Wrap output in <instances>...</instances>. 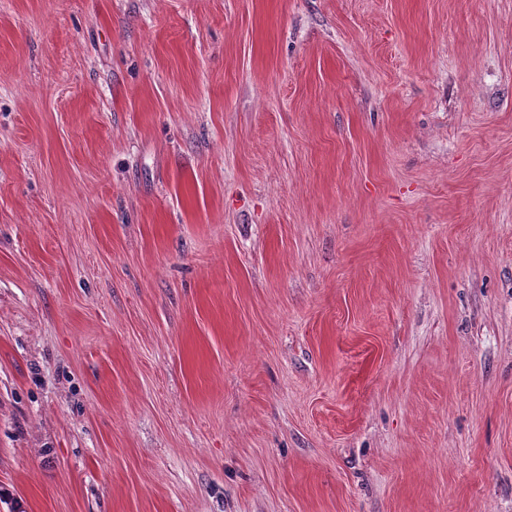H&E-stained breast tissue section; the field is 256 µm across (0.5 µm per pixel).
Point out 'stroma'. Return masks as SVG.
Wrapping results in <instances>:
<instances>
[{
  "label": "stroma",
  "mask_w": 512,
  "mask_h": 512,
  "mask_svg": "<svg viewBox=\"0 0 512 512\" xmlns=\"http://www.w3.org/2000/svg\"><path fill=\"white\" fill-rule=\"evenodd\" d=\"M0 512H512V0H0Z\"/></svg>",
  "instance_id": "stroma-1"
}]
</instances>
